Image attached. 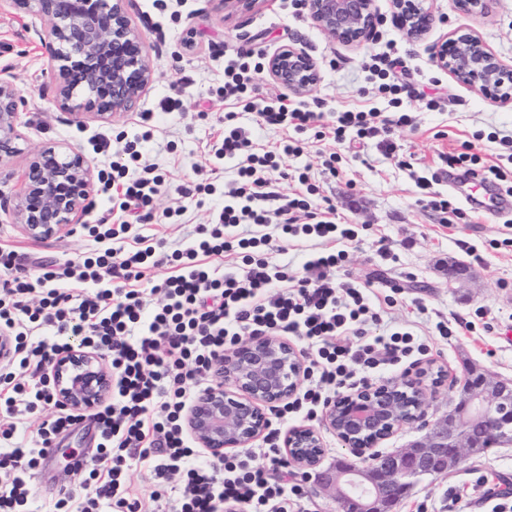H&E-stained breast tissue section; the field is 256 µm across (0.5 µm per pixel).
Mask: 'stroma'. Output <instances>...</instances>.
Here are the masks:
<instances>
[{
  "label": "stroma",
  "mask_w": 512,
  "mask_h": 512,
  "mask_svg": "<svg viewBox=\"0 0 512 512\" xmlns=\"http://www.w3.org/2000/svg\"><path fill=\"white\" fill-rule=\"evenodd\" d=\"M425 5L434 16L425 39L411 40L395 24L391 0H373L375 11L386 21L381 34L359 45H345L329 38L307 14L295 13L290 0L261 2L249 11L232 10L223 0H179L174 20L156 10L152 0H131L130 15L153 64L154 77L134 111L117 114L107 122L59 109L55 102L58 67L38 36L43 23L22 10L1 11L0 70L13 76L26 106L21 114L19 151L0 158V241H9L25 263H58L87 253L93 241L81 230L34 240L12 223L8 211L19 177L31 155L48 147L61 152L77 147L92 171H99L104 161L97 152L100 140L121 131L134 133L141 113L149 112L155 133L143 146V159L156 165L168 180L156 200L150 230L172 248L191 242L198 225L210 223L224 204L223 197L215 194L207 197L204 206L187 205L176 188L194 179L198 169L216 164L207 153L206 142L228 110L218 94L224 83L226 53L245 41L270 55L280 45L294 46L317 66L312 97L325 99L338 109L369 108L377 100L364 63L370 54L384 50L386 41H394L398 53L419 70L426 92L444 98L443 111H426L416 102L405 101L414 123L398 133L396 157L377 149L376 139H366L361 159L341 163L339 177L323 173L316 143L301 158L286 159L285 166H309L312 182L319 185L321 196L333 202L338 220L361 225L360 238L349 250L348 270L361 279L374 278L380 295L392 294L397 299L377 325V333L409 328L427 346L417 366L405 363L395 373L399 379L423 374L425 413L382 441L378 450L387 453L408 446L456 402L459 381L470 370L512 378V343L504 338L505 330L512 328V246L499 241L504 217L482 211L469 224L441 223L436 213L418 203L414 183L415 178L431 177L435 190L447 192L442 154L460 150L470 140L477 154H499L502 146L488 142L487 134L512 135V103L484 98L477 87L457 82L432 59L442 40L458 31H472L503 63L512 66V0H494L484 16L458 10L453 0H426ZM188 36L195 41L189 50L183 47ZM184 76L189 79L185 85L180 82ZM174 93L183 101L182 112H162L160 100ZM201 109L206 112L202 119L197 116ZM401 158L409 161V168L398 166ZM179 207L184 213L177 223H161L164 211ZM382 244L389 250L388 257L378 252ZM458 263L469 267V277L449 280L450 268ZM416 297L423 300L425 312L413 305ZM444 319L452 325L470 321L476 329L445 339L436 331ZM487 322L493 324V331H484ZM98 442L96 425L88 419L56 438V456L29 473L31 512H50L65 493L80 494L83 478L72 473L68 456H93ZM475 472L493 475L497 487L512 492V447L488 449L447 476L425 480L399 505L398 512H490L480 493L456 503L449 498L450 491L461 489Z\"/></svg>",
  "instance_id": "35a3bbf8"
}]
</instances>
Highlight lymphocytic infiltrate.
<instances>
[{
	"label": "lymphocytic infiltrate",
	"mask_w": 512,
	"mask_h": 512,
	"mask_svg": "<svg viewBox=\"0 0 512 512\" xmlns=\"http://www.w3.org/2000/svg\"><path fill=\"white\" fill-rule=\"evenodd\" d=\"M267 57L239 46L224 67L225 100L234 105L224 115V129L211 144L216 159L230 164L224 206L210 223L200 225L189 246L166 249L163 239L144 234L153 218V200L165 185L155 165L142 163V146L153 137L151 113H143L141 131L124 146L102 142L107 167L99 177L112 196V216L89 226L95 249L77 260L47 265L18 263L14 251L0 249V326L13 330L11 356L0 366V512H19L28 504V471L36 469L57 435L90 416L99 432L95 468L84 495L55 502L56 512H141L127 492L132 466L150 469L152 500L168 492L172 475L184 486L176 512H306L299 484L279 482L273 472L289 463L270 431L265 446L221 458L191 447L184 427L185 409L210 388V367L221 354L246 337L296 336L306 343L302 387L277 416L314 419L332 395L357 388L370 376L417 351L413 331L373 333L391 297H379L372 281L336 282L333 269L348 259L359 238L358 227L336 220L333 203L312 205L318 187L307 170L293 168L289 194L276 188L285 158L303 156L305 133L323 142V165L336 174L349 137L377 138L380 150L393 156L396 135L411 125L399 109V96L413 86L416 72L401 58L372 56L368 69L387 95L390 111L372 107L331 111L290 100L265 97L255 79ZM280 131L271 148H263L243 124ZM250 227L249 236L235 228ZM315 242L301 272L269 260L272 239ZM239 254L228 267L224 257ZM155 269L166 277L154 285L160 299L148 305L139 284ZM111 359L116 383L110 402L89 414L58 408L46 376L73 341ZM56 405L37 432L22 428L39 404Z\"/></svg>",
	"instance_id": "lymphocytic-infiltrate-1"
}]
</instances>
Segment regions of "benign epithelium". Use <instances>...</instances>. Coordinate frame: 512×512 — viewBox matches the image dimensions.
<instances>
[{"label": "benign epithelium", "instance_id": "benign-epithelium-1", "mask_svg": "<svg viewBox=\"0 0 512 512\" xmlns=\"http://www.w3.org/2000/svg\"><path fill=\"white\" fill-rule=\"evenodd\" d=\"M43 20V42L59 63L62 81L56 102L63 111L99 119L131 110L154 75L128 11V0H4ZM492 0H454L456 8L486 14ZM397 24L415 40L433 23L423 0H391ZM310 19L326 35L343 44H360L371 36L377 15L372 0H305ZM436 65L458 81L476 86L498 103L512 94L497 90L512 83V67L503 64L475 34L466 33L436 46ZM269 73L295 95L308 93L317 81L315 63L292 46L270 58ZM23 96L7 73L0 72V157L19 151L20 105ZM94 189V176L82 153L54 148L35 154L23 170L14 223L32 239L68 232L78 221ZM219 381L203 392L185 414V426L201 448L217 456L229 448H247L269 426L261 404L283 402L303 377L298 351L275 336L252 339L217 359ZM58 400L82 410L103 401L112 377L95 354L75 346L53 368ZM421 378H405L366 388L326 407V420L355 457L392 436L423 411ZM512 444V380L471 371L456 405L418 441L387 454L381 465L361 468L348 457L321 468L322 445L309 426L295 427L283 437L290 465L315 470L316 487L333 493L338 512H395L413 488L426 478L442 476L465 459L479 455L485 437Z\"/></svg>", "mask_w": 512, "mask_h": 512}]
</instances>
